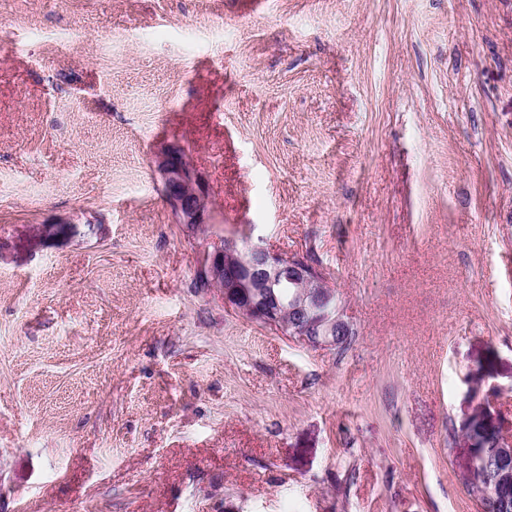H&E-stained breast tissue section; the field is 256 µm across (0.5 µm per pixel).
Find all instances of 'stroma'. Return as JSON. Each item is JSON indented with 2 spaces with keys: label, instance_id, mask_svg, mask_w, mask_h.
Returning a JSON list of instances; mask_svg holds the SVG:
<instances>
[{
  "label": "stroma",
  "instance_id": "1",
  "mask_svg": "<svg viewBox=\"0 0 512 512\" xmlns=\"http://www.w3.org/2000/svg\"><path fill=\"white\" fill-rule=\"evenodd\" d=\"M227 237L351 343L226 310ZM475 413L512 439V0H0V512H477ZM163 197L178 224L193 232L205 223L208 196L201 172L186 160L185 149L172 144L156 160ZM199 277L218 285L225 308L308 346L336 349L355 335L336 290L303 255L227 237L204 255Z\"/></svg>",
  "mask_w": 512,
  "mask_h": 512
}]
</instances>
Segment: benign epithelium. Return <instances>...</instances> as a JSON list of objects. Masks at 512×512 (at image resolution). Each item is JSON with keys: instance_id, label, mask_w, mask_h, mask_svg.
<instances>
[{"instance_id": "7a95c632", "label": "benign epithelium", "mask_w": 512, "mask_h": 512, "mask_svg": "<svg viewBox=\"0 0 512 512\" xmlns=\"http://www.w3.org/2000/svg\"><path fill=\"white\" fill-rule=\"evenodd\" d=\"M156 164L163 197L177 223L198 230L208 204L201 172L178 144L161 152ZM199 277L219 287L225 308L311 347L336 349L355 335L336 290L300 254L226 237L204 255Z\"/></svg>"}]
</instances>
